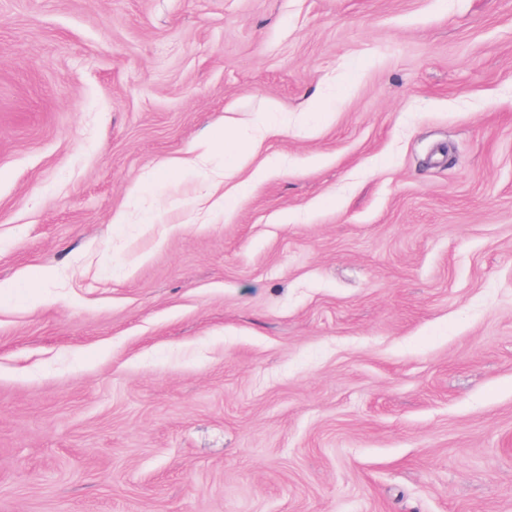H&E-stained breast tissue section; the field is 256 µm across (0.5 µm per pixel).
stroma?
Segmentation results:
<instances>
[{
    "mask_svg": "<svg viewBox=\"0 0 512 512\" xmlns=\"http://www.w3.org/2000/svg\"><path fill=\"white\" fill-rule=\"evenodd\" d=\"M0 512H512V0H0ZM216 145H220L224 151V156H228L232 161H235L244 155L242 154L244 150L241 149L237 141L232 138H224L223 135H219L208 141L207 148L203 152L181 160L173 169V172L186 177L195 176L199 171V163L202 162L205 154L208 151H213Z\"/></svg>",
    "mask_w": 512,
    "mask_h": 512,
    "instance_id": "obj_1",
    "label": "stroma"
}]
</instances>
